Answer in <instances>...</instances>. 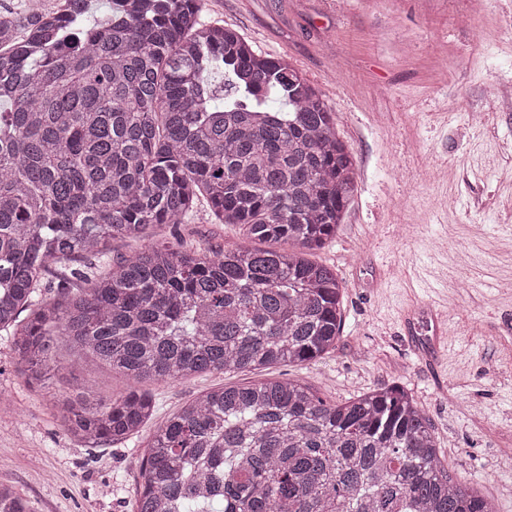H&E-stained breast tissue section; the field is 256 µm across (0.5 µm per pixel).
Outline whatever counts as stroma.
Segmentation results:
<instances>
[{
	"label": "stroma",
	"instance_id": "obj_1",
	"mask_svg": "<svg viewBox=\"0 0 512 512\" xmlns=\"http://www.w3.org/2000/svg\"><path fill=\"white\" fill-rule=\"evenodd\" d=\"M204 0L200 23L237 31L319 91L356 161L357 191L314 251L345 286L336 347L274 377L343 402L399 385L429 418L442 460L512 512V0ZM153 240L255 248L199 206ZM26 383L0 333V483L32 512H132L154 429L197 395L261 380L214 372L148 384L157 410L119 443L87 445L53 415L59 393L130 381L93 363Z\"/></svg>",
	"mask_w": 512,
	"mask_h": 512
}]
</instances>
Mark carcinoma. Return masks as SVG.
Masks as SVG:
<instances>
[{
  "mask_svg": "<svg viewBox=\"0 0 512 512\" xmlns=\"http://www.w3.org/2000/svg\"><path fill=\"white\" fill-rule=\"evenodd\" d=\"M202 0H30L0 13V332L43 386L60 347L136 383L302 365L336 347L344 288L308 258L336 234L355 163L319 92ZM224 91V107L215 93ZM282 249L109 245L200 201ZM105 267L94 279L89 272ZM54 281L60 299H39ZM78 440L124 441L155 411L136 387L55 402ZM135 512H495L453 476L399 386L331 404L296 380L209 389L152 434ZM0 512H29L0 483Z\"/></svg>",
  "mask_w": 512,
  "mask_h": 512,
  "instance_id": "cac0c4a2",
  "label": "carcinoma"
}]
</instances>
